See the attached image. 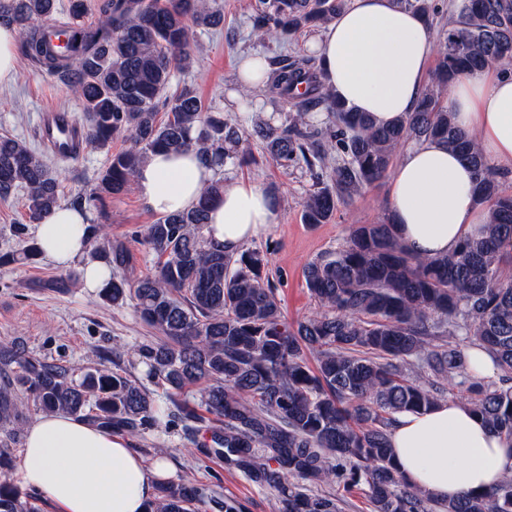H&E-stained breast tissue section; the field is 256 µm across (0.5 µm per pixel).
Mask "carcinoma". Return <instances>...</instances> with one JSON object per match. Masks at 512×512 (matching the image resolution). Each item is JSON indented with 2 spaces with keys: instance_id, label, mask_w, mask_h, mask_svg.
Instances as JSON below:
<instances>
[{
  "instance_id": "obj_1",
  "label": "carcinoma",
  "mask_w": 512,
  "mask_h": 512,
  "mask_svg": "<svg viewBox=\"0 0 512 512\" xmlns=\"http://www.w3.org/2000/svg\"><path fill=\"white\" fill-rule=\"evenodd\" d=\"M431 20L434 0H397ZM253 30L287 42L329 22L344 0H260ZM57 0H0V25L24 35L26 56L74 93L83 106L87 144L130 143L113 153L95 186L72 200L80 211L98 208L131 189L135 174L156 150L194 148L222 167L254 160L239 128L204 110L196 91H165L175 72L192 67L190 26L224 24L218 0H103L97 23L65 26L51 44L40 25ZM455 17L437 45L432 84L411 112L388 127L352 112L325 87L313 56L272 60L265 92L295 116L256 130L269 159L305 163L317 188L302 202L306 224H324L345 201L382 178L403 142L438 139L473 170L477 200L489 210L479 234L446 256L410 254L387 217L354 224L345 241L309 262L306 288L319 311L293 324L282 315L264 254H229L206 237L208 209L224 190L212 182L197 206L164 215L145 227L156 257L152 272L135 274L136 258L106 225L91 220L110 279L101 296L133 304L158 334L138 349L147 377L166 386L153 396L136 376L98 364L72 383L68 370L0 346V468L19 442L24 396L45 413L82 416L99 428L130 433L180 418L185 429L203 421L185 399L191 390L213 416L212 450L250 481L282 492L283 512H341L342 499L318 486L349 493L364 489L371 512H512V475L496 488L441 500L407 484L394 460L390 432L397 415L422 412L457 393L474 414L512 439V194L495 179L476 142L454 122L447 93L464 72L499 65L512 73V0H457ZM166 108L165 118H158ZM323 110L316 126L306 115ZM342 164L330 169V155ZM23 192L27 224H38L62 204L57 172L27 145L0 135V200ZM446 336L460 342L449 345ZM477 344L500 370L487 381L470 366ZM196 487L162 482L148 512H195ZM0 512H37L29 498L0 480Z\"/></svg>"
}]
</instances>
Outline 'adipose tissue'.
I'll return each instance as SVG.
<instances>
[{
  "instance_id": "obj_1",
  "label": "adipose tissue",
  "mask_w": 512,
  "mask_h": 512,
  "mask_svg": "<svg viewBox=\"0 0 512 512\" xmlns=\"http://www.w3.org/2000/svg\"><path fill=\"white\" fill-rule=\"evenodd\" d=\"M311 46L337 98L380 126L413 110L434 59L429 25L396 0H346ZM450 104L457 127L487 161L512 173V76L497 66L464 74L451 89ZM214 179V168L196 151H157L139 168L135 188L148 210L169 214L197 205ZM389 201L399 237L419 256L450 254L488 219L487 207L474 200L471 167L434 139L398 164ZM89 220V213L57 208L39 225L43 254L60 267L83 260ZM275 223L271 196L257 184L237 182L211 205L206 234L232 253ZM391 446L406 481L444 499L489 491L512 473V441L458 401L400 414ZM166 469L163 457L146 467L122 436L75 416L43 414L26 430L16 476L59 512H146Z\"/></svg>"
}]
</instances>
